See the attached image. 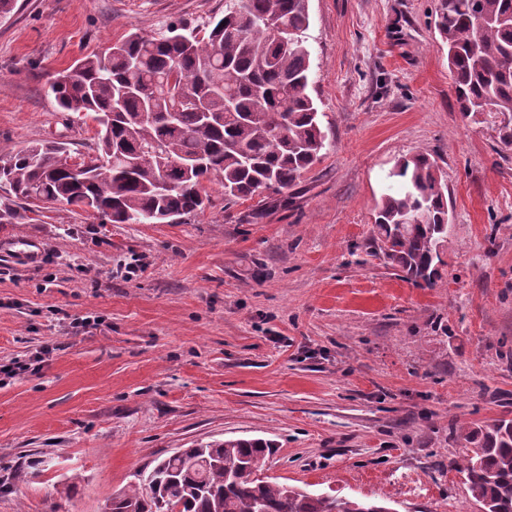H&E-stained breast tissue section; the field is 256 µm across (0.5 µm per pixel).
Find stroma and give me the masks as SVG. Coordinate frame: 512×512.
<instances>
[{
	"instance_id": "obj_1",
	"label": "stroma",
	"mask_w": 512,
	"mask_h": 512,
	"mask_svg": "<svg viewBox=\"0 0 512 512\" xmlns=\"http://www.w3.org/2000/svg\"><path fill=\"white\" fill-rule=\"evenodd\" d=\"M441 0H309L311 96L331 143L279 200L176 224H104L65 204L0 228V512H103L133 473L195 443L273 441L266 472L395 512H477L449 424L512 418V147L465 120ZM224 0H14L0 14V153L66 141L46 86L129 33L200 27ZM435 158L451 233L420 288L370 255L397 158ZM33 242L27 256L19 242ZM138 266L116 276L117 266ZM102 325L82 328L81 318Z\"/></svg>"
}]
</instances>
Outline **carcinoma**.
<instances>
[{"mask_svg":"<svg viewBox=\"0 0 512 512\" xmlns=\"http://www.w3.org/2000/svg\"><path fill=\"white\" fill-rule=\"evenodd\" d=\"M308 2L224 0V16L202 37L173 26L133 32L58 74L48 93L66 124L73 115L98 122L95 156L67 170L64 142L1 154L0 227L32 221L41 203L76 206L105 224L180 220L204 208L213 176L228 205L294 186L329 147L309 93ZM437 26L460 112L490 123L511 147L512 0H441ZM389 179L370 247L405 280L433 288L450 233L436 161L423 151L403 156ZM419 213L422 223H404ZM449 430L464 442L461 472L473 500L512 512V419ZM272 453L263 439L183 448L137 470L105 512H390L271 481L263 471Z\"/></svg>","mask_w":512,"mask_h":512,"instance_id":"cac0c4a2","label":"carcinoma"}]
</instances>
